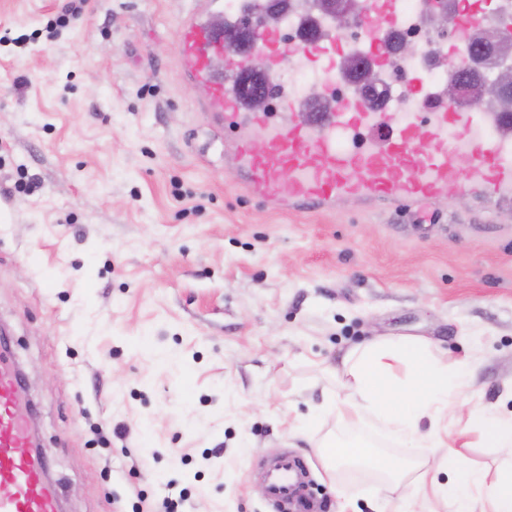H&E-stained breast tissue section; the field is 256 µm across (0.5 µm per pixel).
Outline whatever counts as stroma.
Listing matches in <instances>:
<instances>
[{
	"instance_id": "obj_1",
	"label": "stroma",
	"mask_w": 512,
	"mask_h": 512,
	"mask_svg": "<svg viewBox=\"0 0 512 512\" xmlns=\"http://www.w3.org/2000/svg\"><path fill=\"white\" fill-rule=\"evenodd\" d=\"M188 7L0 0V324L62 512H277L260 464L286 453L319 512H396L370 474L325 472L329 434L404 458L339 420L329 369L419 336L511 412L512 203L254 198L179 68Z\"/></svg>"
}]
</instances>
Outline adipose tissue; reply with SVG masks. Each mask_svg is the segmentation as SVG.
<instances>
[{"mask_svg":"<svg viewBox=\"0 0 512 512\" xmlns=\"http://www.w3.org/2000/svg\"><path fill=\"white\" fill-rule=\"evenodd\" d=\"M332 375L344 396L335 404L340 420L358 425L372 417L390 438L407 448H444L449 409H458L456 436L471 432L501 449L508 461L496 471L463 466L461 451L439 458L433 471L414 457L398 464L384 458L368 441L357 436H329L320 444V456L329 474L347 468L375 474L385 494L404 508L429 498H448L449 485L465 491L451 500L452 512H471L468 495L489 502L490 512H512V417L498 414L480 403L461 404L471 384L462 363L438 358L421 338L370 339L351 347ZM449 499V498H448Z\"/></svg>","mask_w":512,"mask_h":512,"instance_id":"adipose-tissue-1","label":"adipose tissue"}]
</instances>
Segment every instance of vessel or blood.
<instances>
[{
    "label": "vessel or blood",
    "mask_w": 512,
    "mask_h": 512,
    "mask_svg": "<svg viewBox=\"0 0 512 512\" xmlns=\"http://www.w3.org/2000/svg\"><path fill=\"white\" fill-rule=\"evenodd\" d=\"M225 6V0H202L182 23L178 53L183 69L206 88L205 109L213 115L214 131L231 120L263 134L267 146L261 152L235 140L229 145L236 175L252 195L302 207L339 196L428 200L447 194L452 183L495 200L512 194V145L500 135L503 116L483 108L460 111L432 78L436 69L454 77L456 65L469 62L470 33L491 19L483 0H469L451 15V24L463 35L436 55L431 70L398 68L385 50L389 33L406 22L403 0H361L356 42L340 38L319 0H295L293 11L313 16L317 24L312 38L288 43L280 27L271 24L258 40L234 49L225 45L223 26L211 20ZM346 55L385 74L402 72V90L375 107L365 104L356 86L338 93ZM218 56L224 59L220 71L212 65ZM285 58L320 73L318 110L308 109L278 80ZM250 70L263 74L273 110L248 107L242 86ZM26 406L16 367L0 352V512H61L60 497L34 448ZM306 470L300 456L273 466L267 480L271 501L286 505L288 512H312L308 498L297 492Z\"/></svg>",
    "instance_id": "obj_1"
}]
</instances>
